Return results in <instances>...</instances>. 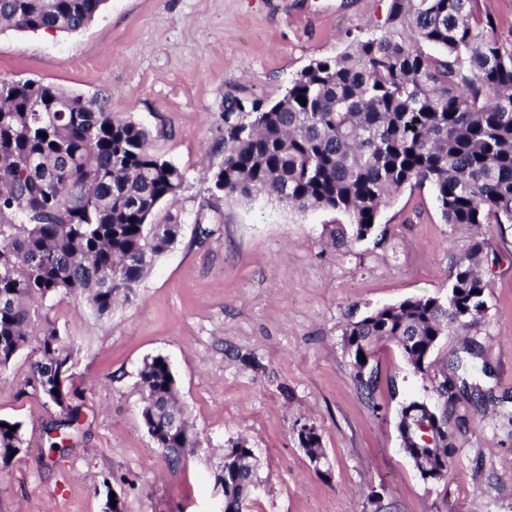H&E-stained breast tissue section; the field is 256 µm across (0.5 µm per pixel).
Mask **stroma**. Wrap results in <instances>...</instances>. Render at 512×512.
Here are the masks:
<instances>
[{
  "label": "stroma",
  "mask_w": 512,
  "mask_h": 512,
  "mask_svg": "<svg viewBox=\"0 0 512 512\" xmlns=\"http://www.w3.org/2000/svg\"><path fill=\"white\" fill-rule=\"evenodd\" d=\"M390 0H107L76 34L0 25V78L35 80L142 126L150 147L186 176L169 211L181 224L129 299L98 317L80 298L43 303L47 325L69 337L64 375L80 417L67 448L51 449L60 409L24 389L30 341L0 371V419L24 444L0 471V512H104L113 490L124 512H220L215 475L224 450L251 448L261 483L243 512H512V230L447 224L429 186H407L353 238L348 217L299 212L274 198H224L210 177L224 162V100L283 98L311 61L334 56L347 32L380 27ZM214 204L210 235L196 218ZM499 254L486 268L488 311L442 337L425 371L397 343L376 358L375 406L357 390L344 345L350 322L409 298H445L473 233ZM482 347L479 381L509 401L467 420L448 474L423 480L405 454L399 413L438 407V385L467 339ZM167 359L179 406L200 440L174 460L149 434L139 372ZM313 426L329 461L319 473L298 442Z\"/></svg>",
  "instance_id": "1"
}]
</instances>
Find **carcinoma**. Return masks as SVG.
Wrapping results in <instances>:
<instances>
[{"instance_id": "obj_1", "label": "carcinoma", "mask_w": 512, "mask_h": 512, "mask_svg": "<svg viewBox=\"0 0 512 512\" xmlns=\"http://www.w3.org/2000/svg\"><path fill=\"white\" fill-rule=\"evenodd\" d=\"M105 0H0V23L20 30L74 33ZM0 369L28 346L42 323L43 302L84 298L98 317L129 298L154 262L178 239L181 225L156 219L185 183L182 170L151 151L138 124L110 112L107 96L84 98L33 80H0ZM304 97L301 103L298 97ZM47 137H41V134ZM224 197L248 201L267 193L297 211L344 212L356 238L374 229L380 208L406 185L431 188L447 224L512 227V49L493 35L478 0H392L380 33L356 34L344 51L317 59L274 103L230 96L224 102V163L212 174ZM496 250L471 240L448 296L411 298L382 307L346 329L359 391L373 399L381 377L376 347L398 342L425 371L441 336L487 310L490 281L478 267ZM39 357L26 384L78 418V392L56 383L73 349L42 330ZM365 360H359V354ZM481 346L471 341L443 373L437 413L447 421L465 400L481 410L490 392L465 378ZM142 417L159 446L180 457L198 440L186 420L167 428L175 403L170 365L144 362ZM441 454L416 457L421 469L446 470L453 433L431 432ZM309 458L324 455L320 436L299 433ZM23 445L21 425L0 419V469ZM236 481L224 502L242 512L257 480L250 448L224 451Z\"/></svg>"}]
</instances>
